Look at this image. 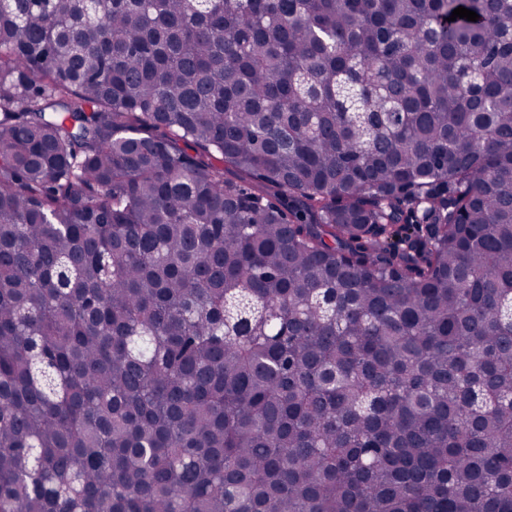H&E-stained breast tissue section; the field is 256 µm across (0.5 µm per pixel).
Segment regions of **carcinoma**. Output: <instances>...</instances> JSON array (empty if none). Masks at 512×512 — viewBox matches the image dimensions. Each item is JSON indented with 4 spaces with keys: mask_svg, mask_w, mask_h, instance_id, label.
<instances>
[{
    "mask_svg": "<svg viewBox=\"0 0 512 512\" xmlns=\"http://www.w3.org/2000/svg\"><path fill=\"white\" fill-rule=\"evenodd\" d=\"M0 512H512V0H0Z\"/></svg>",
    "mask_w": 512,
    "mask_h": 512,
    "instance_id": "carcinoma-1",
    "label": "carcinoma"
}]
</instances>
